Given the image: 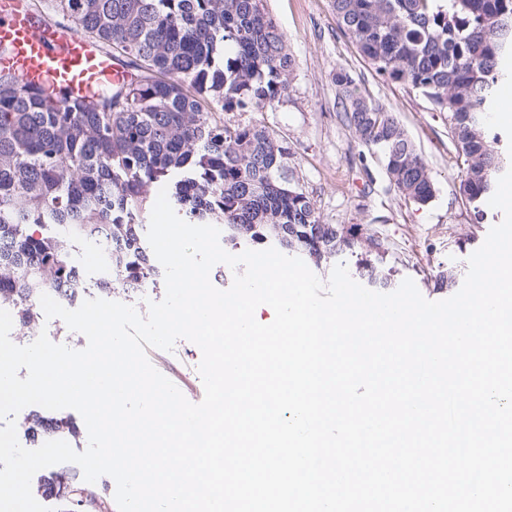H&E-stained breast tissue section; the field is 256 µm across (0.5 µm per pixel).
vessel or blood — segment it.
Returning a JSON list of instances; mask_svg holds the SVG:
<instances>
[{
    "mask_svg": "<svg viewBox=\"0 0 512 512\" xmlns=\"http://www.w3.org/2000/svg\"><path fill=\"white\" fill-rule=\"evenodd\" d=\"M0 71L12 72L20 87H64L88 103L130 77L99 43L36 11L31 0H0Z\"/></svg>",
    "mask_w": 512,
    "mask_h": 512,
    "instance_id": "obj_1",
    "label": "vessel or blood"
}]
</instances>
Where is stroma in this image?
<instances>
[{
  "label": "stroma",
  "instance_id": "stroma-1",
  "mask_svg": "<svg viewBox=\"0 0 512 512\" xmlns=\"http://www.w3.org/2000/svg\"><path fill=\"white\" fill-rule=\"evenodd\" d=\"M287 37L294 64L287 98L264 112H228L226 121L259 122L288 144V164L315 203L322 223L359 224L382 241L381 255L369 261L388 274L392 286L412 279L431 301L455 294L437 283L440 272L455 269L465 277L468 257L484 242L501 211L485 208L477 224L462 204L458 185L463 174L448 120L430 109L421 94L376 72L339 26L331 0H265ZM345 70L365 96L395 113L425 159L435 197L419 206L395 190L379 154L359 144L340 119L342 106L334 82ZM182 358L160 361L157 348L146 355L173 384L182 378L200 382L201 351L178 342Z\"/></svg>",
  "mask_w": 512,
  "mask_h": 512
}]
</instances>
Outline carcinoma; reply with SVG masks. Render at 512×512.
I'll return each mask as SVG.
<instances>
[{
    "label": "carcinoma",
    "instance_id": "1",
    "mask_svg": "<svg viewBox=\"0 0 512 512\" xmlns=\"http://www.w3.org/2000/svg\"><path fill=\"white\" fill-rule=\"evenodd\" d=\"M340 28L375 70L447 115L464 175L459 196L475 220L512 165L485 114L512 78V0H331ZM73 23L132 78L95 102H68L0 76V301L23 308L77 274L66 240L119 263L129 283L159 276L143 233L152 197L167 188L190 224H222L230 240L272 237L317 263L363 249L320 220L288 168V144L263 124L224 113L264 112L288 95L285 35L263 0H37ZM344 117L378 149L390 183L417 205L435 186L394 113L343 70L334 76ZM360 277L388 285L367 260Z\"/></svg>",
    "mask_w": 512,
    "mask_h": 512
}]
</instances>
